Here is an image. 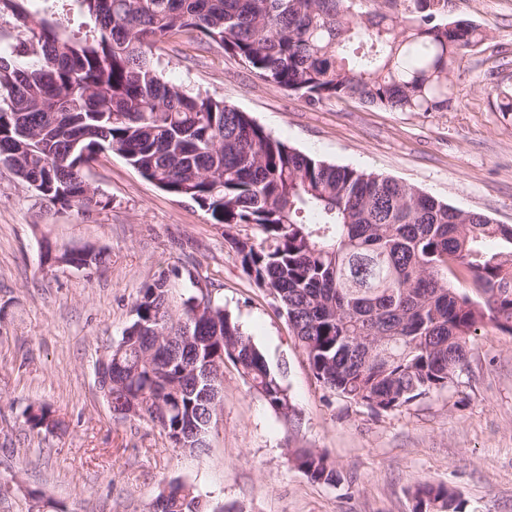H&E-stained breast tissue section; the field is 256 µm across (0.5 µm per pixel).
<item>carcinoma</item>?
<instances>
[{"label": "carcinoma", "mask_w": 512, "mask_h": 512, "mask_svg": "<svg viewBox=\"0 0 512 512\" xmlns=\"http://www.w3.org/2000/svg\"><path fill=\"white\" fill-rule=\"evenodd\" d=\"M85 18L68 32L74 15ZM30 48L0 39V161L54 206L107 207L87 193L92 143L121 154L144 179L195 204L232 236L242 271L269 292L313 374L327 389L378 411L453 384L473 336L490 321L512 332V225L452 207L373 172L336 166L276 139L249 115L207 93L164 80L157 43L197 32L260 78L310 100L355 98L398 112H442L463 58L489 37L448 17V0H0ZM494 241L497 250L488 249ZM191 269L146 283L112 343L123 366L112 412L139 403L181 438L203 427L215 394L205 361L229 359L276 412L296 413L281 372L217 304L190 325L199 293ZM312 481L339 471L318 450L297 448ZM414 512H461L456 491L415 487Z\"/></svg>", "instance_id": "obj_1"}]
</instances>
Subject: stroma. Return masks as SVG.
Masks as SVG:
<instances>
[{"mask_svg": "<svg viewBox=\"0 0 512 512\" xmlns=\"http://www.w3.org/2000/svg\"><path fill=\"white\" fill-rule=\"evenodd\" d=\"M450 14L489 32L454 78L442 112H397L355 99L310 101L259 78L195 33L166 38L158 71L234 105L289 146L339 166L414 185L464 211L512 225V0H452ZM109 207L50 206L0 167V512L31 495L58 512H151L163 488L196 490L206 512H413L421 481L455 490L465 512H512V333L485 324L454 384L379 413L325 389L276 309L242 272L225 228L142 178L119 154L85 172ZM91 246L96 269L42 265V247ZM195 268L213 303L251 336L299 419L287 421L224 364L223 417L201 454L172 448L149 419L116 418L99 388V359L131 319L144 283ZM47 406L59 431L30 429ZM297 448L328 453L339 483L310 480Z\"/></svg>", "mask_w": 512, "mask_h": 512, "instance_id": "stroma-1", "label": "stroma"}]
</instances>
